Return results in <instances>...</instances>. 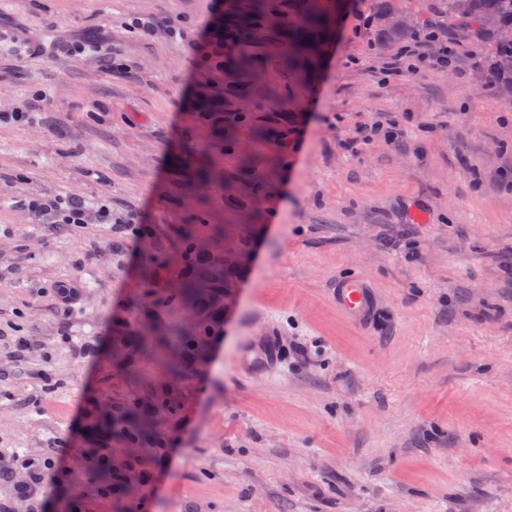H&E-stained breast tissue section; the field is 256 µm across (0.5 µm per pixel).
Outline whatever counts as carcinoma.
<instances>
[{
  "label": "carcinoma",
  "mask_w": 512,
  "mask_h": 512,
  "mask_svg": "<svg viewBox=\"0 0 512 512\" xmlns=\"http://www.w3.org/2000/svg\"><path fill=\"white\" fill-rule=\"evenodd\" d=\"M448 13L457 19L451 26L457 35L493 43L491 68L500 79L512 78V39L504 38L506 32H512V0H448ZM393 15L391 0H380L378 18L384 21L381 36L387 40L397 39L404 33V29L389 24ZM329 23L330 16L314 6L303 11L300 23L288 30L291 43L288 68L302 70L313 61L320 52L313 34Z\"/></svg>",
  "instance_id": "1"
}]
</instances>
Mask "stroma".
<instances>
[{"instance_id":"1","label":"stroma","mask_w":512,"mask_h":512,"mask_svg":"<svg viewBox=\"0 0 512 512\" xmlns=\"http://www.w3.org/2000/svg\"><path fill=\"white\" fill-rule=\"evenodd\" d=\"M250 2L0 0V448L23 455L0 502L512 512V88L491 45L459 38L454 68L389 73L412 40L381 37L378 0H316L338 16L319 37L330 55L291 72L295 0H265L234 61L201 60L207 25ZM395 6L447 38L445 0ZM21 109L31 123L3 120ZM373 120L402 143L345 150ZM66 194L108 204L111 223L25 207ZM133 213L150 231L116 248ZM354 271L375 299L365 324L332 298ZM70 335L98 353L78 358ZM19 336L34 347L17 357ZM136 412L148 427L112 428V464L152 480L113 493L90 468L93 429ZM53 444L60 473L30 507L14 485Z\"/></svg>"}]
</instances>
